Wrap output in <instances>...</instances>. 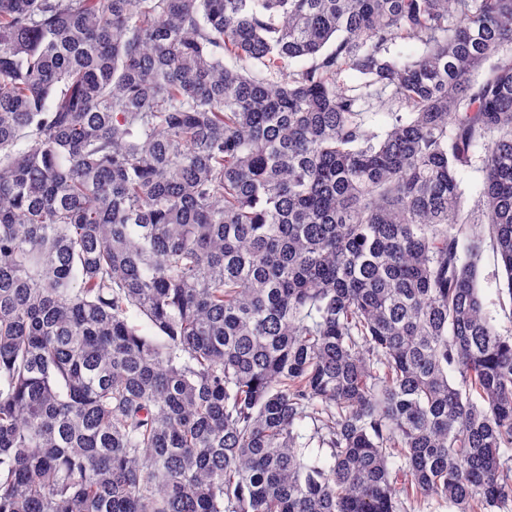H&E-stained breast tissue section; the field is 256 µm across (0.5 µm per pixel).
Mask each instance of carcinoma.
Instances as JSON below:
<instances>
[{
    "instance_id": "carcinoma-1",
    "label": "carcinoma",
    "mask_w": 512,
    "mask_h": 512,
    "mask_svg": "<svg viewBox=\"0 0 512 512\" xmlns=\"http://www.w3.org/2000/svg\"><path fill=\"white\" fill-rule=\"evenodd\" d=\"M507 48L512 0H0V512H512ZM479 164L480 162L478 161L475 167L458 173V179L461 181V188L463 190L462 214L464 217L467 214L470 215L481 196L483 175L480 169L477 168ZM506 273L496 254L486 248L479 262L478 286L485 311L492 323L505 335L512 334V310L509 299L502 294Z\"/></svg>"
}]
</instances>
